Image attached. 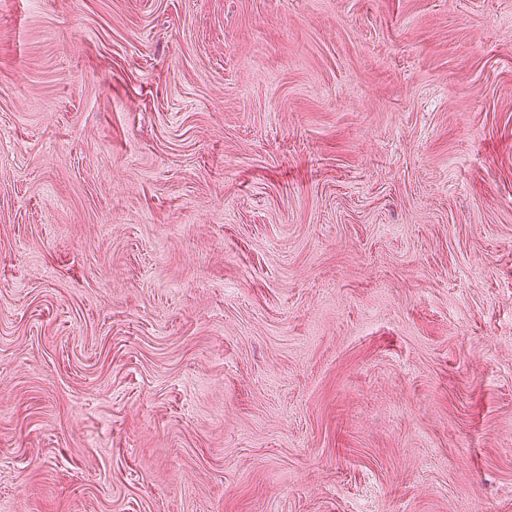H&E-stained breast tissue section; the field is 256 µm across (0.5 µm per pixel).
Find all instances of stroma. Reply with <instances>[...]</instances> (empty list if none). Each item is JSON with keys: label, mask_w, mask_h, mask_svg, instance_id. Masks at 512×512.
Returning <instances> with one entry per match:
<instances>
[{"label": "stroma", "mask_w": 512, "mask_h": 512, "mask_svg": "<svg viewBox=\"0 0 512 512\" xmlns=\"http://www.w3.org/2000/svg\"><path fill=\"white\" fill-rule=\"evenodd\" d=\"M0 512H512V0H0Z\"/></svg>", "instance_id": "obj_1"}]
</instances>
